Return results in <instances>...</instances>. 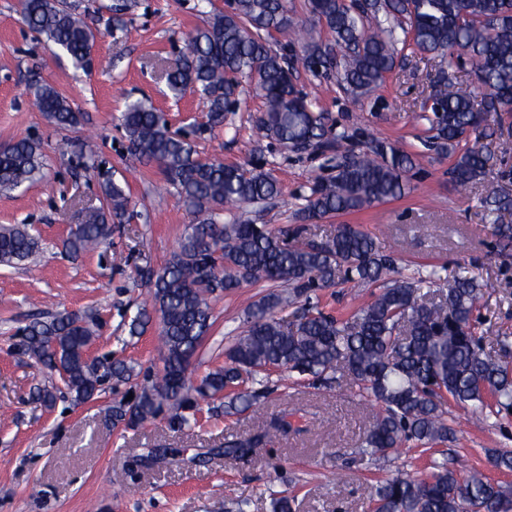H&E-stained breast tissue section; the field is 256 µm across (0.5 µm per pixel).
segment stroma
I'll return each instance as SVG.
<instances>
[{
  "label": "stroma",
  "mask_w": 512,
  "mask_h": 512,
  "mask_svg": "<svg viewBox=\"0 0 512 512\" xmlns=\"http://www.w3.org/2000/svg\"><path fill=\"white\" fill-rule=\"evenodd\" d=\"M96 40L85 68L55 60L53 47L36 39L21 18V0H0V148L24 138L39 139L47 156L43 180L26 192H0V225L25 224L39 240L27 261L0 266V512H234L238 500L250 512H269L270 492L294 497V512H368L376 479L396 471L424 470L427 458L414 447L375 460L358 442L372 416L355 390L343 385L314 388L293 384L287 373L272 376L275 391L263 408L288 411L299 433L274 439L249 463L212 457L204 466L163 461L136 468L133 477L116 475L145 448H183L188 454L223 447L258 425L253 412L202 411L197 422L177 429L167 415L137 428L115 421L112 407L135 390V382L107 383L101 394L75 404L59 378L21 346L19 332L38 318L60 312L91 314L98 330L91 356H112L134 370L161 369L160 324L130 335L138 306L149 304L147 280L177 251L192 216L177 195L164 188L157 164H140L127 154L119 118L125 104L145 100L163 112L173 128L205 124L207 108L195 94L174 98L165 70L181 59L185 38L203 23L208 7L227 9V0H73ZM440 62L405 53L383 85L354 97L337 82L300 72L296 87L315 111L348 132L334 154L359 153L368 141L396 145L416 158L406 175L404 197L306 225L304 243L324 242L336 225L358 224L377 238L408 276L437 270L438 289L452 283L459 266L485 283L476 330L484 347L499 357L497 337L512 336V248L501 250L495 225L479 203L476 186L459 193L448 171L454 161L429 142L427 100ZM51 84L85 113L79 125L60 128L35 105L33 89ZM263 100L241 85L238 106L224 124L193 142L201 158H220L254 172L272 173L281 194L258 205L225 210V224L248 222L275 228L297 225V209L315 182L330 179L331 155L284 149L271 140L255 141L253 128ZM95 140L98 162L126 178L135 217L114 225L95 252L69 255L63 245L79 223L80 205H98L96 171L84 168L81 152ZM267 283H246L229 295L211 297L215 324L196 360L193 376L222 366L224 349L242 330L246 308L267 294ZM378 284L344 280L317 291L314 300L332 315H344L370 301ZM56 399L44 406L41 388ZM455 439L449 459H466L492 480L512 486V472L494 468L490 455L512 451V413L480 415L448 404Z\"/></svg>",
  "instance_id": "stroma-1"
}]
</instances>
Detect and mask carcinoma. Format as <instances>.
<instances>
[{"mask_svg":"<svg viewBox=\"0 0 512 512\" xmlns=\"http://www.w3.org/2000/svg\"><path fill=\"white\" fill-rule=\"evenodd\" d=\"M317 26L298 24L286 0H233L227 11L213 10L205 25L186 39V53L168 73L175 97L197 92L206 100L209 127L224 122V113L238 103L240 80L256 85L264 99L254 130L294 151L305 146L322 153L347 138L316 112L305 96L288 84L287 73L305 71L323 79H340L355 95L383 82L395 67L398 44L412 52L448 62L441 70L440 110L425 117L438 148L455 155L448 174L459 190L488 182L481 206L500 238L512 243V225L503 214L512 211V194L495 181L491 154L479 141L502 134V118L512 114V0H310ZM23 23L70 59L86 65L93 30L64 0H23ZM331 35L318 36L319 29ZM286 34L290 55L273 48V34ZM471 61L478 87L486 99L477 119L475 102L457 88L455 70ZM35 104L54 124L74 126L83 114L50 84L35 89ZM122 125L130 157L158 164L167 187L194 216L186 225L178 250L149 280L152 307L159 314L163 347L162 373L146 370L135 396L113 407V417L129 427L169 413L182 427L201 411L199 402L226 398L225 411L243 413L260 396L269 374L258 368L276 366L323 386L344 378L379 411L361 440L362 452L386 459L412 442L425 450L448 441L446 406L453 401L481 413L512 410V361L496 362L483 351L474 312L484 284L462 267L447 292L431 298L434 275L398 277L383 284L365 306L333 316L316 306L296 310L293 320L275 314L318 288H328L343 275L375 283L395 272V260L367 231L356 224H338L320 244H303L297 231L258 224H221L215 207L259 204L280 194L270 173L241 171L240 166L198 156L187 134L169 130L162 113L136 100L128 102ZM414 159L397 147L373 140L367 150L343 155L335 175L318 182L298 211L301 220L316 223L404 194L405 173ZM42 143L22 138L0 149V191L22 192L44 176ZM103 203L85 209V220L70 229L65 249L78 257L98 248L112 235V225L128 222L131 194L127 184L98 171ZM38 249L25 224L0 225V265L13 266ZM227 262L223 276L214 255ZM289 287L288 295L271 291L244 311L245 333L224 351V366L191 379L189 368L204 347L214 320L209 297L231 294L247 282ZM150 322L139 310L129 334L140 336ZM97 318L63 312L35 320L26 328L22 346L52 371L63 370V383L77 402H86L113 379L128 380L133 368L116 360L91 358ZM191 415H186V412ZM300 428L288 414L265 416L261 425L224 446V457L251 458L275 434ZM448 460L434 458L427 471L399 474L376 481L370 512H512V490L477 470L460 472Z\"/></svg>","mask_w":512,"mask_h":512,"instance_id":"carcinoma-1","label":"carcinoma"}]
</instances>
